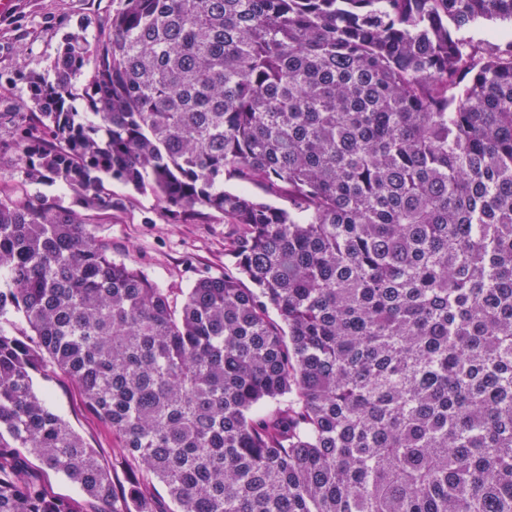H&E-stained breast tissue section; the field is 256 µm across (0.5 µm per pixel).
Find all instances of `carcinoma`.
<instances>
[{
  "instance_id": "carcinoma-1",
  "label": "carcinoma",
  "mask_w": 512,
  "mask_h": 512,
  "mask_svg": "<svg viewBox=\"0 0 512 512\" xmlns=\"http://www.w3.org/2000/svg\"><path fill=\"white\" fill-rule=\"evenodd\" d=\"M487 21L512 0H119L65 40L29 77L27 179L220 214L237 274L177 297L79 213L0 196V512H512V33ZM61 376L141 481L50 410Z\"/></svg>"
}]
</instances>
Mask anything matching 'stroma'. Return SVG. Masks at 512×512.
<instances>
[{"label": "stroma", "mask_w": 512, "mask_h": 512, "mask_svg": "<svg viewBox=\"0 0 512 512\" xmlns=\"http://www.w3.org/2000/svg\"><path fill=\"white\" fill-rule=\"evenodd\" d=\"M112 0H14L0 16V195L42 194L64 209H75V196L58 183L32 184L16 162L18 126L34 123L28 98V78L53 79L58 52L66 36L94 39L112 15ZM106 187L122 207L97 215L88 228L107 245L113 259L142 270L159 287L178 292L203 275L234 271L228 251L232 225L221 216L208 223L179 222L162 212L151 191H137L116 181ZM51 410L61 416L89 445L112 463L117 441L111 430L88 414L76 388L67 378L39 385Z\"/></svg>", "instance_id": "obj_1"}]
</instances>
